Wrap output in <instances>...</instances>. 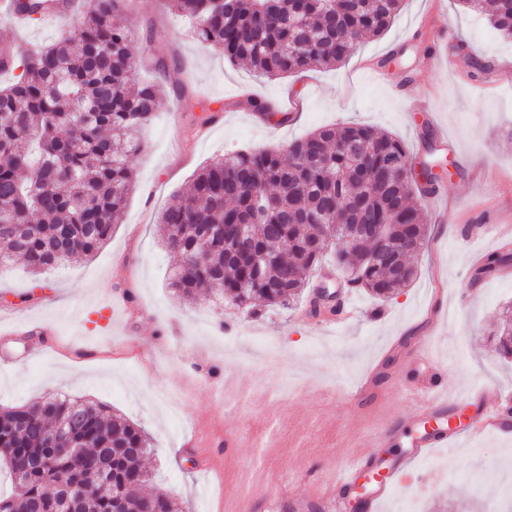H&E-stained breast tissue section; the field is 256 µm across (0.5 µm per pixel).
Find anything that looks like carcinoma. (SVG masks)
Returning <instances> with one entry per match:
<instances>
[{
    "label": "carcinoma",
    "instance_id": "obj_1",
    "mask_svg": "<svg viewBox=\"0 0 512 512\" xmlns=\"http://www.w3.org/2000/svg\"><path fill=\"white\" fill-rule=\"evenodd\" d=\"M120 0H89L56 44L18 56L0 47V70H20L0 89V270L22 257L41 274L87 258L110 238L134 183L137 130L155 115L158 84L138 79L129 28L114 21ZM403 0H169L195 21L197 41L273 77L343 62L362 39L381 35ZM61 0H10L37 22ZM489 22L512 39V0H490ZM451 176L415 166L394 136L363 125L326 127L285 150L228 153L202 168L160 217L180 258L171 287L193 303L208 286L257 313L302 294L306 273L336 250L347 284L384 300L415 276L426 242L424 209L410 203ZM383 224L386 236L352 233ZM512 260L492 253L479 280ZM498 348L512 358V310H503ZM67 435H55L56 424ZM148 433L107 406L56 397L0 410V471L12 492L0 512H60L68 492L80 512H182L147 483Z\"/></svg>",
    "mask_w": 512,
    "mask_h": 512
}]
</instances>
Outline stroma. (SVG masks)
Segmentation results:
<instances>
[{
	"label": "stroma",
	"instance_id": "1",
	"mask_svg": "<svg viewBox=\"0 0 512 512\" xmlns=\"http://www.w3.org/2000/svg\"><path fill=\"white\" fill-rule=\"evenodd\" d=\"M87 6L75 0L20 30L0 22V44L21 52L52 44ZM118 18L132 29L140 80L159 83L164 97L136 134V179L108 241L92 257L40 275L20 259L0 271V409L56 393L107 405L152 436L150 490L178 499L185 512H267L261 482L326 476L359 452L402 457L433 373L458 397L448 416L470 418L476 391L487 386L512 402V359L492 339L499 313L512 305V264L474 277L481 257L498 248L485 225L512 226V41L460 0H403L385 34L365 39L341 65L267 78L203 47L168 0H124ZM425 25L446 35L427 60ZM461 37L490 61L491 74L472 78L464 59L450 67ZM396 48L402 66L372 77L370 65ZM409 84L429 114L412 110L402 92ZM251 97L303 120L258 123ZM209 110L215 118L206 124ZM352 123L395 136L415 155L426 151L423 129L448 144L443 155L454 172L437 198L411 197L429 231L409 286L384 301L352 289L357 315L331 333L308 315L316 270L299 299L257 316L206 288L194 304L173 294L178 259L159 217L203 167L230 151L277 149L319 127ZM438 279L449 313L430 329L424 316ZM425 330L430 369L408 389L401 370ZM388 360L389 378L353 402L348 385ZM229 377L248 388L249 401L222 398ZM378 420L393 425L382 449L372 445ZM511 469L507 436L438 448L413 463L378 512H512V485L502 483ZM433 470L438 480L416 490L417 477Z\"/></svg>",
	"mask_w": 512,
	"mask_h": 512
}]
</instances>
